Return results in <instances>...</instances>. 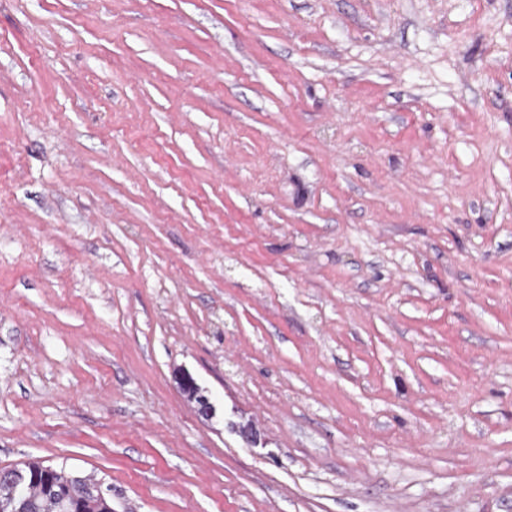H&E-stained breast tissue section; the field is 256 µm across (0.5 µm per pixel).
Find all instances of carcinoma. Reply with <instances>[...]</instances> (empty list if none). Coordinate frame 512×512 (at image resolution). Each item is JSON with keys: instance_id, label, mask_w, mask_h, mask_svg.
Here are the masks:
<instances>
[{"instance_id": "cac0c4a2", "label": "carcinoma", "mask_w": 512, "mask_h": 512, "mask_svg": "<svg viewBox=\"0 0 512 512\" xmlns=\"http://www.w3.org/2000/svg\"><path fill=\"white\" fill-rule=\"evenodd\" d=\"M17 468L0 469V505L8 512H112V501L100 496L99 483L39 461L24 464L28 479L15 478Z\"/></svg>"}]
</instances>
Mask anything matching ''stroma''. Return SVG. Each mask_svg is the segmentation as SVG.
Wrapping results in <instances>:
<instances>
[{"instance_id":"35a3bbf8","label":"stroma","mask_w":512,"mask_h":512,"mask_svg":"<svg viewBox=\"0 0 512 512\" xmlns=\"http://www.w3.org/2000/svg\"><path fill=\"white\" fill-rule=\"evenodd\" d=\"M33 460L112 512H512V0H0Z\"/></svg>"}]
</instances>
